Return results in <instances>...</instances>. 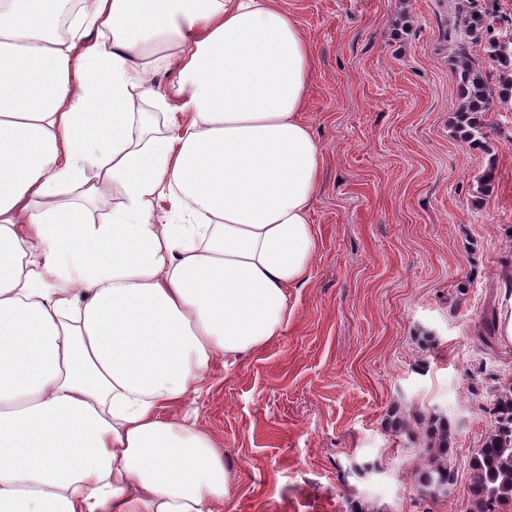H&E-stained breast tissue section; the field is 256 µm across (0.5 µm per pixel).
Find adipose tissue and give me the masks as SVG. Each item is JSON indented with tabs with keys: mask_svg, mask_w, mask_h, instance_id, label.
<instances>
[{
	"mask_svg": "<svg viewBox=\"0 0 512 512\" xmlns=\"http://www.w3.org/2000/svg\"><path fill=\"white\" fill-rule=\"evenodd\" d=\"M69 2L0 0V512H221L183 407L311 273L312 46L280 0Z\"/></svg>",
	"mask_w": 512,
	"mask_h": 512,
	"instance_id": "ef3b65f1",
	"label": "adipose tissue"
}]
</instances>
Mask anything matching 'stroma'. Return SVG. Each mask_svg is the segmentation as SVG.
Listing matches in <instances>:
<instances>
[{"label":"stroma","mask_w":512,"mask_h":512,"mask_svg":"<svg viewBox=\"0 0 512 512\" xmlns=\"http://www.w3.org/2000/svg\"><path fill=\"white\" fill-rule=\"evenodd\" d=\"M281 2L314 52L318 251L285 332L194 401L236 488L224 512H457L466 468L422 495L419 445L387 418L446 413L463 463L512 379V341L479 340L512 308V105L484 113L485 148L457 139L456 0Z\"/></svg>","instance_id":"stroma-1"}]
</instances>
